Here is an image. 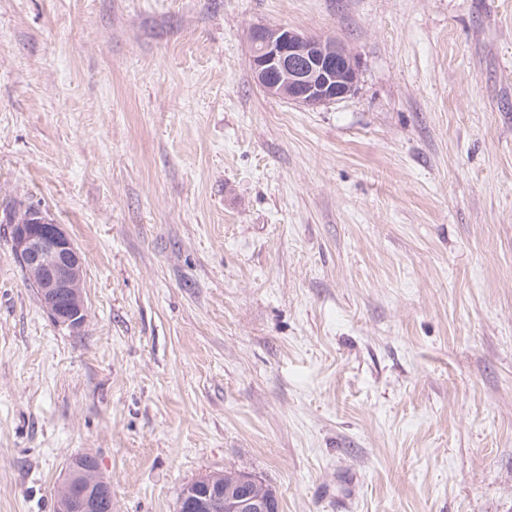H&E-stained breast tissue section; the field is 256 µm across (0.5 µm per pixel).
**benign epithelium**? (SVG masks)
Instances as JSON below:
<instances>
[{
	"label": "benign epithelium",
	"mask_w": 512,
	"mask_h": 512,
	"mask_svg": "<svg viewBox=\"0 0 512 512\" xmlns=\"http://www.w3.org/2000/svg\"><path fill=\"white\" fill-rule=\"evenodd\" d=\"M251 70L270 95L313 107L351 95L359 81V61L332 38L303 35L287 27L253 26L249 32ZM11 249L25 268L39 273V299L58 324L72 330L86 321L81 295L83 260L62 225L45 213L31 214L27 224L12 227ZM258 478L241 475L226 489L205 475L186 485L180 504L194 512H270L266 497L256 492ZM100 486L77 487L56 498V512H95Z\"/></svg>",
	"instance_id": "benign-epithelium-1"
}]
</instances>
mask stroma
Segmentation results:
<instances>
[{
	"instance_id": "stroma-1",
	"label": "stroma",
	"mask_w": 512,
	"mask_h": 512,
	"mask_svg": "<svg viewBox=\"0 0 512 512\" xmlns=\"http://www.w3.org/2000/svg\"><path fill=\"white\" fill-rule=\"evenodd\" d=\"M344 44L314 108L252 26ZM84 262L51 321L0 223V512L90 454L112 512L244 470L280 512H512V0H0V208ZM251 70L269 94L313 107L351 95L359 61L332 38L303 35L287 27L254 25L249 32Z\"/></svg>"
}]
</instances>
